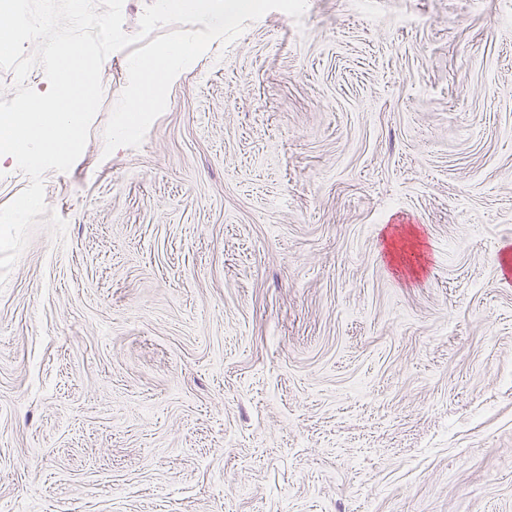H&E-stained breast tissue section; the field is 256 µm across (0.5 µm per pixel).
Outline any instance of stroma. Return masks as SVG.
<instances>
[{
    "mask_svg": "<svg viewBox=\"0 0 512 512\" xmlns=\"http://www.w3.org/2000/svg\"><path fill=\"white\" fill-rule=\"evenodd\" d=\"M0 286V512H512V0H308L105 153Z\"/></svg>",
    "mask_w": 512,
    "mask_h": 512,
    "instance_id": "35a3bbf8",
    "label": "stroma"
}]
</instances>
